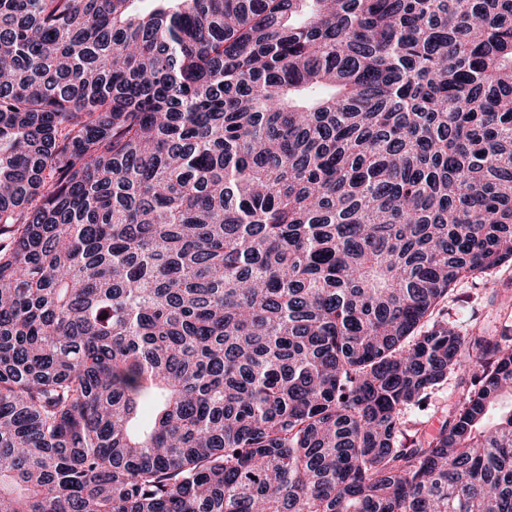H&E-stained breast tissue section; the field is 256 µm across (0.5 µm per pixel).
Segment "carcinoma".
Listing matches in <instances>:
<instances>
[{
    "mask_svg": "<svg viewBox=\"0 0 512 512\" xmlns=\"http://www.w3.org/2000/svg\"><path fill=\"white\" fill-rule=\"evenodd\" d=\"M142 2L0 0V512H512V0ZM439 319L461 333L474 328L497 334L508 320L512 324V263L484 279L464 280L449 292ZM471 372L468 367L450 372L442 384L431 393L425 407L408 408L404 417L407 428L421 429L430 435L436 434L462 399Z\"/></svg>",
    "mask_w": 512,
    "mask_h": 512,
    "instance_id": "cac0c4a2",
    "label": "carcinoma"
}]
</instances>
